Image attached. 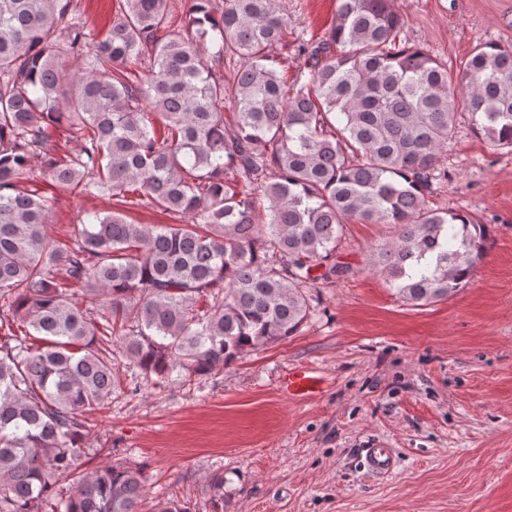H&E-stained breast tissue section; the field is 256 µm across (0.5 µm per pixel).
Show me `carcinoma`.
Masks as SVG:
<instances>
[{"instance_id":"obj_1","label":"carcinoma","mask_w":512,"mask_h":512,"mask_svg":"<svg viewBox=\"0 0 512 512\" xmlns=\"http://www.w3.org/2000/svg\"><path fill=\"white\" fill-rule=\"evenodd\" d=\"M71 2L0 0V322L24 330L0 343V512H139L140 471L84 468L86 413L119 385L104 344L119 337L161 387L293 336L312 316L305 289L351 273L335 255L354 220L396 228L366 268L402 301L455 295L488 250L487 225L427 205L457 113L512 148V50L481 44L454 73L402 43L394 0H337L328 38L295 42L308 78L292 89L268 65L288 48L280 0H185L169 34L168 0H120L96 42ZM209 40L238 58L233 82L206 63ZM56 130L80 150L47 149ZM40 154L43 178L114 200L74 248L48 233V200L20 188ZM142 200L189 221L133 224L125 209Z\"/></svg>"}]
</instances>
